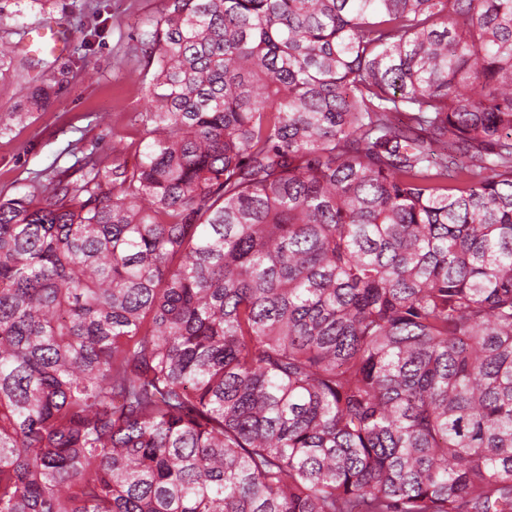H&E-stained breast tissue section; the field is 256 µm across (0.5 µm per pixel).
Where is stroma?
Returning a JSON list of instances; mask_svg holds the SVG:
<instances>
[{"instance_id": "35a3bbf8", "label": "stroma", "mask_w": 512, "mask_h": 512, "mask_svg": "<svg viewBox=\"0 0 512 512\" xmlns=\"http://www.w3.org/2000/svg\"><path fill=\"white\" fill-rule=\"evenodd\" d=\"M166 0H0V33L17 57L28 58L23 77L0 80V197L29 192L46 199L53 176L79 180L87 155L111 160L123 144L127 166L139 160L145 109L144 33ZM51 19L70 36L55 55L32 46L36 23ZM57 78L62 88L46 110L27 111L32 82Z\"/></svg>"}]
</instances>
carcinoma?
<instances>
[{"label":"carcinoma","mask_w":512,"mask_h":512,"mask_svg":"<svg viewBox=\"0 0 512 512\" xmlns=\"http://www.w3.org/2000/svg\"><path fill=\"white\" fill-rule=\"evenodd\" d=\"M146 42L137 165L0 198V512H512V0Z\"/></svg>","instance_id":"1"}]
</instances>
